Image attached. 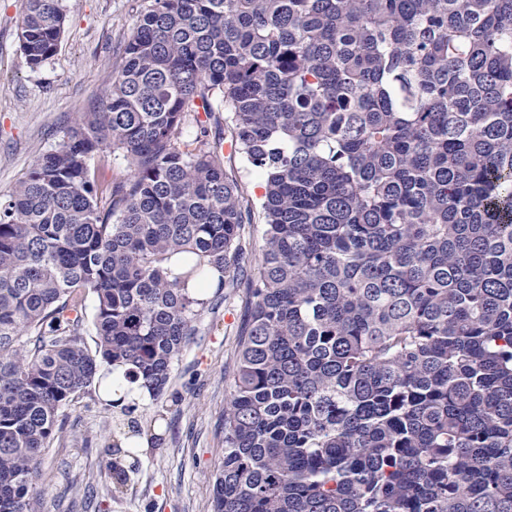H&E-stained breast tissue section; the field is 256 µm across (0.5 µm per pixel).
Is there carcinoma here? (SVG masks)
Here are the masks:
<instances>
[{
	"label": "carcinoma",
	"instance_id": "obj_1",
	"mask_svg": "<svg viewBox=\"0 0 512 512\" xmlns=\"http://www.w3.org/2000/svg\"><path fill=\"white\" fill-rule=\"evenodd\" d=\"M64 25L25 0L31 67ZM226 142L265 194L213 512H512V0H151L109 94L0 195V512H42L102 365L162 395L210 304L189 284L243 272Z\"/></svg>",
	"mask_w": 512,
	"mask_h": 512
}]
</instances>
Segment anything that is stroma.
I'll return each instance as SVG.
<instances>
[{"label":"stroma","instance_id":"1","mask_svg":"<svg viewBox=\"0 0 512 512\" xmlns=\"http://www.w3.org/2000/svg\"><path fill=\"white\" fill-rule=\"evenodd\" d=\"M149 0H63L58 53L31 67L19 49L23 0H0V195L22 180L81 112L112 85L139 13ZM206 308L162 397L134 412L89 387L62 412L37 464L44 512H212L211 474L224 451L225 371L238 351L244 285ZM137 422L139 468L114 490L106 449L113 429Z\"/></svg>","mask_w":512,"mask_h":512}]
</instances>
